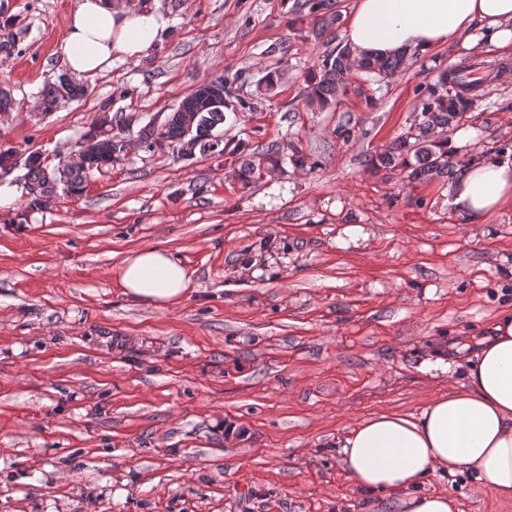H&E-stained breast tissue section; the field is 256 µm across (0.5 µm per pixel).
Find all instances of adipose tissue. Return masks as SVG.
Here are the masks:
<instances>
[{
  "mask_svg": "<svg viewBox=\"0 0 512 512\" xmlns=\"http://www.w3.org/2000/svg\"><path fill=\"white\" fill-rule=\"evenodd\" d=\"M167 24L151 7L79 0L65 20L62 58L71 73L93 76L113 61L140 60ZM345 38L356 61L400 52L411 61L455 42L512 51V0H356ZM459 165L449 200L456 214L483 224L512 204V159L463 157ZM118 280L126 296L157 308L178 304L191 286L185 264L161 247L127 253ZM336 446L352 487L384 496L388 512H457L448 494L420 490L441 469L475 471L497 498L512 500V316L498 320L464 385L419 414L371 416Z\"/></svg>",
  "mask_w": 512,
  "mask_h": 512,
  "instance_id": "obj_1",
  "label": "adipose tissue"
}]
</instances>
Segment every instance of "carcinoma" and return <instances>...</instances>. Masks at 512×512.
<instances>
[{"instance_id":"carcinoma-1","label":"carcinoma","mask_w":512,"mask_h":512,"mask_svg":"<svg viewBox=\"0 0 512 512\" xmlns=\"http://www.w3.org/2000/svg\"><path fill=\"white\" fill-rule=\"evenodd\" d=\"M350 55L349 47L339 43L322 59L319 69L308 72L310 90L307 104H316L324 109L338 102L352 78ZM360 65L368 80L382 82L398 75L405 61L403 56L394 55L385 59L365 58ZM209 85L216 91L213 98L202 100L191 92L164 123L145 125L141 129V138L145 143L163 138L170 144L178 145L187 135L193 141V150L203 155L216 152L219 145L213 142L212 136L216 129L224 126L226 120L224 95L230 94V81L220 76L209 81ZM480 87L478 82L465 80L457 69L439 73L437 82L427 87L419 98L416 120L410 132L394 141L378 156L377 167H402L408 170L407 180L411 183H427L437 177L446 179L454 176V163L445 144L436 138V131L460 120L470 111ZM81 93L82 88L70 80L50 83L43 99L44 109L51 110L60 101ZM97 125L106 128V131L90 137L84 163L68 165L62 174L48 171L39 155L28 157L23 180L28 194L33 196V205H42V199L51 196L60 183L66 193L74 197L82 194L91 177L103 173L120 159L123 137L112 132V120L102 118ZM411 152L415 157L413 162L407 158ZM286 159L295 168L307 164V159L298 149H292L291 155L286 157L281 154L280 147L273 144L263 153L244 159L239 178L248 185L265 176L278 175Z\"/></svg>"}]
</instances>
